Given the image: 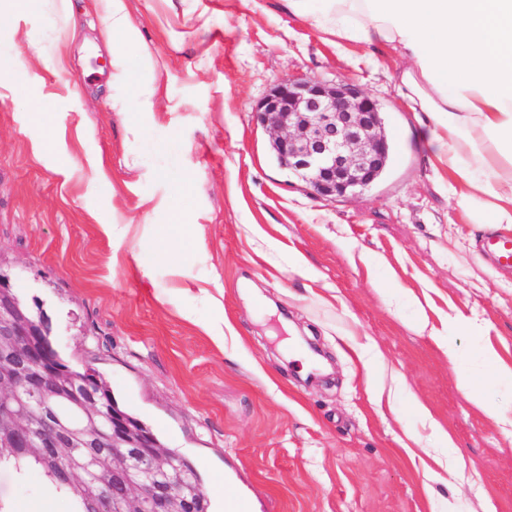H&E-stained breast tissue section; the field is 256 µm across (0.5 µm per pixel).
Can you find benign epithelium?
<instances>
[{
    "mask_svg": "<svg viewBox=\"0 0 512 512\" xmlns=\"http://www.w3.org/2000/svg\"><path fill=\"white\" fill-rule=\"evenodd\" d=\"M270 134L281 165L299 176L313 193L325 197H351L377 182L391 146L383 127L379 102L353 86H336L316 79H285L256 111ZM16 290L0 273V341L21 354L24 365L0 357V458L8 451L48 454L71 429L56 415L44 418L39 439L18 420L23 406L9 403L23 394L43 402L65 396V371L54 364L51 348L42 337L50 332L46 322L28 317L14 304ZM70 395L86 416L84 427L96 426L104 393L87 371L79 391ZM112 465L102 467V482L112 483V500L120 512H196L193 493L168 477L169 456L137 431L119 412L112 411Z\"/></svg>",
    "mask_w": 512,
    "mask_h": 512,
    "instance_id": "benign-epithelium-1",
    "label": "benign epithelium"
}]
</instances>
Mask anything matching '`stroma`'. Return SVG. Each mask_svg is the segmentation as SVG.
<instances>
[{"label":"stroma","instance_id":"obj_1","mask_svg":"<svg viewBox=\"0 0 512 512\" xmlns=\"http://www.w3.org/2000/svg\"><path fill=\"white\" fill-rule=\"evenodd\" d=\"M131 3L161 94L131 119L112 109L95 0H72V42L40 14L0 24V64L29 66L0 98V268L39 302L53 346L197 467L212 512L239 497L252 512H512V433L459 385L471 373L490 406L512 408V381L483 361L512 366V272L430 166L398 52L336 46L285 0ZM59 41L69 64L54 75L36 53ZM286 78L378 100L393 154L370 190L318 196L278 164L255 109ZM39 116L67 154L34 156ZM91 159L106 179H90ZM176 222L177 269L157 251ZM220 320L233 331L218 345L202 326ZM0 497L69 512L34 472L1 469Z\"/></svg>","mask_w":512,"mask_h":512}]
</instances>
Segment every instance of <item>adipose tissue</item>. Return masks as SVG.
<instances>
[{
    "mask_svg": "<svg viewBox=\"0 0 512 512\" xmlns=\"http://www.w3.org/2000/svg\"><path fill=\"white\" fill-rule=\"evenodd\" d=\"M13 14L60 18L71 35L81 23L71 0H7ZM101 35L111 44L116 111H155L157 86L140 51L130 0H98ZM289 12L346 42L399 50L406 65L398 95L433 125L430 163L447 172L462 218L512 226V0H287Z\"/></svg>",
    "mask_w": 512,
    "mask_h": 512,
    "instance_id": "obj_1",
    "label": "adipose tissue"
}]
</instances>
